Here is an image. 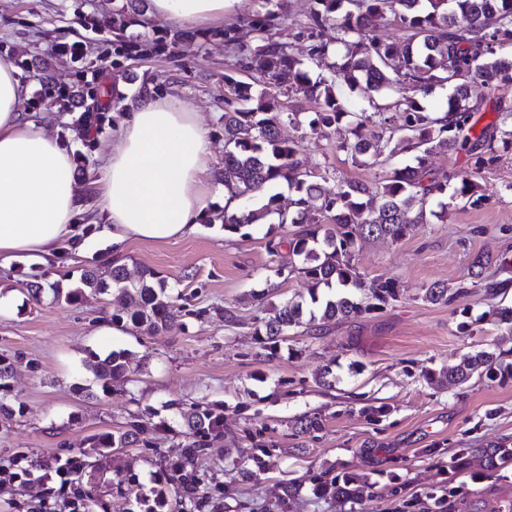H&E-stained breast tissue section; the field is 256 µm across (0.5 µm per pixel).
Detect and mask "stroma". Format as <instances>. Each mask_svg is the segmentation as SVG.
<instances>
[{
    "label": "stroma",
    "instance_id": "obj_1",
    "mask_svg": "<svg viewBox=\"0 0 512 512\" xmlns=\"http://www.w3.org/2000/svg\"><path fill=\"white\" fill-rule=\"evenodd\" d=\"M123 2L0 0V56L17 66L31 118L73 157L81 224L98 216L99 160L111 152L121 121L144 89L189 103L209 131L217 170L224 164V73L237 60L221 36L224 28H246L272 9L274 40L299 54L308 44L311 0H241L223 22L191 27L175 51L117 67L112 9ZM80 14L95 15L99 27L79 26ZM77 42L92 63L82 75L64 52ZM55 90L78 92L85 110L103 113L101 128L83 134L81 111L53 105ZM282 134L297 142L310 165L329 168L330 190L343 181H379L388 167L410 161L402 154L386 166H359L337 151L335 136L306 137L288 125ZM476 181L485 196L481 207L456 200L401 241L358 242V271L368 280H396L397 302L357 320L290 330L272 349L254 333L259 319L308 293L302 276L283 271L289 224L252 226L242 235L203 221L184 239L128 243L122 254L127 270L155 271L174 298L170 325L157 333L114 328L112 315L122 307L115 294L72 304L55 300L54 286H73L85 269L109 273L111 246L79 257L65 249L49 265L36 258L0 264L6 300L0 359L12 365L0 400L17 409L0 414V512H26L46 496L55 512H64L62 494H48L40 477L72 456L89 463L70 484L89 493L90 512H428L431 493L448 483L450 454L512 440V380L476 377L452 386L424 377L477 350L512 363V329L483 319L512 307V149L500 150ZM479 255L489 262L478 288L446 304L425 300L426 288H452L470 277ZM35 281L42 285L36 300L28 294ZM465 312L475 321L469 336L457 330ZM114 350L127 352L131 373L104 392L86 359ZM88 389L95 398L84 399ZM381 404L390 412L379 423L359 413ZM193 406L222 407L224 432L209 438L195 458L198 494L187 499L171 477L192 442L181 413ZM313 413L322 414L323 429L295 436L297 420ZM140 418L158 426L149 444L91 448L92 437ZM264 448L269 454L260 468L254 459ZM19 454L30 474L9 478L5 471ZM480 473L475 466L458 476L461 493L452 512H486L489 502L512 493V463L503 482ZM338 476L359 477L370 498L339 502L318 491V481ZM292 482L298 489L290 495Z\"/></svg>",
    "mask_w": 512,
    "mask_h": 512
}]
</instances>
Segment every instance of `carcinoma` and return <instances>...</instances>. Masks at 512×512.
I'll return each mask as SVG.
<instances>
[{"instance_id": "1", "label": "carcinoma", "mask_w": 512, "mask_h": 512, "mask_svg": "<svg viewBox=\"0 0 512 512\" xmlns=\"http://www.w3.org/2000/svg\"><path fill=\"white\" fill-rule=\"evenodd\" d=\"M142 0H126L112 11V30L121 37L139 12ZM409 31L400 44L376 35L387 17ZM267 14L251 22L250 30L223 31L238 57L259 63L265 89L256 92L250 82L224 74V166L221 175L230 198L224 209L208 217V223L224 224V231L237 233L251 224L274 218L294 224L298 230L288 240V272L303 276L312 286L310 302L288 300L275 315L259 323L255 335L273 342L289 330L317 321L353 320L382 309L400 296L390 279L365 280L353 263L352 254L361 239L405 238L415 224L435 215L427 206L432 200L445 209L444 199L461 200L472 208L482 205L478 183L460 176L455 183L439 179L427 166L436 148L465 151L473 156L474 168L498 158L499 149L512 147V109L498 106L497 120L474 132L475 113L482 111L485 93L502 84H512V54L502 49L512 45V0H313L305 30L308 45L298 56L291 47L272 40ZM183 34L167 40L135 44L127 56L135 58L176 47ZM346 79L349 91L365 98L371 111L356 110L340 90L337 78ZM452 90L446 117L436 115L426 100L437 88ZM300 95L314 104L311 112L278 108L279 98ZM288 124L305 135L326 137L345 129L336 140V150L357 165H381L399 153L414 155V163L393 168L376 183L347 181L336 192H325L330 179L325 167L310 168L295 141L281 135ZM285 185L294 193L293 210L280 205L275 192ZM153 272L131 277L123 266L112 268L110 280L86 270L80 286L57 292V298L73 303L86 293L106 294L115 289L126 301V317L115 323L158 331L168 326L173 299L164 282L151 284ZM477 282H461L455 288L435 284L425 290V299L447 303L465 298ZM368 292L358 300L354 291ZM93 371L102 388L128 373L125 353L94 356ZM512 378V363L502 364L498 355L476 351L463 357L444 373L448 382L467 383L473 376ZM190 431L205 438L220 430L222 421L205 409L182 413ZM323 417L308 416L295 428V435L321 430ZM147 423L137 420L106 439L91 438L94 448H122L148 433ZM483 462V475L499 481L512 461V446L460 448L448 460V492L474 456ZM338 500L362 496L365 484L355 479L324 485Z\"/></svg>"}]
</instances>
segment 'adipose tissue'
I'll list each match as a JSON object with an SVG mask.
<instances>
[{"label": "adipose tissue", "instance_id": "obj_1", "mask_svg": "<svg viewBox=\"0 0 512 512\" xmlns=\"http://www.w3.org/2000/svg\"><path fill=\"white\" fill-rule=\"evenodd\" d=\"M240 0H149L150 16L184 25L223 19ZM211 140L188 103L143 95L103 157L99 208L113 244L166 242L192 235L221 195L209 178ZM77 187L72 157L24 110L14 65L0 60V259L54 257L64 238L83 236L75 224Z\"/></svg>", "mask_w": 512, "mask_h": 512}]
</instances>
